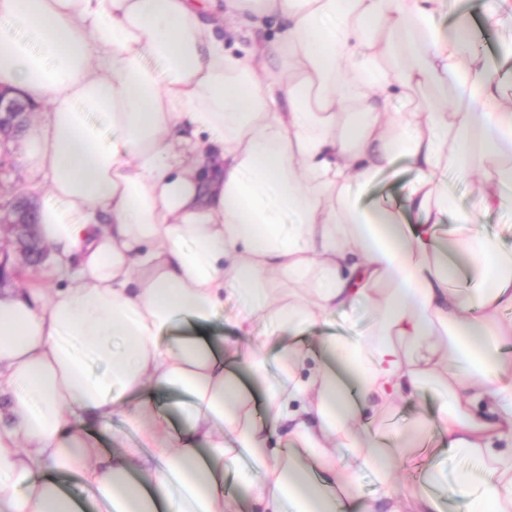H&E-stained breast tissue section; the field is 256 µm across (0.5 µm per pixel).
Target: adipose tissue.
I'll return each instance as SVG.
<instances>
[{"label":"adipose tissue","instance_id":"adipose-tissue-1","mask_svg":"<svg viewBox=\"0 0 512 512\" xmlns=\"http://www.w3.org/2000/svg\"><path fill=\"white\" fill-rule=\"evenodd\" d=\"M443 7L0 0V85L47 109L24 163L64 273L0 297V512H75L59 473L104 512H238L229 473L258 512H438L361 425L429 383L443 395L414 439L439 430L476 463L454 483L472 512H512V249L448 207L452 176L484 211L512 202V41L490 55L469 23L441 28ZM424 89L436 99L414 102ZM398 157L415 175L397 203L358 205L353 187ZM358 302L378 315L368 334L313 350L310 328ZM216 316L234 340L163 339ZM261 320L292 339L274 374ZM164 390L191 398L180 428ZM117 411L139 444L107 453L84 424Z\"/></svg>","mask_w":512,"mask_h":512}]
</instances>
